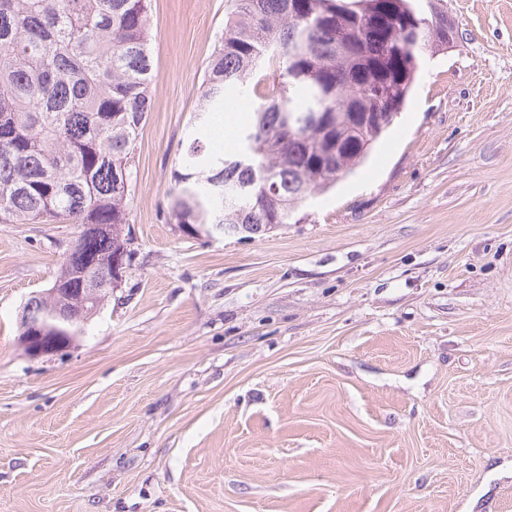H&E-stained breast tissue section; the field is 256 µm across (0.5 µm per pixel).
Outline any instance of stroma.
<instances>
[{"mask_svg": "<svg viewBox=\"0 0 512 512\" xmlns=\"http://www.w3.org/2000/svg\"><path fill=\"white\" fill-rule=\"evenodd\" d=\"M225 0H151L135 256L64 352L77 229L0 224V512H512V0H442L366 162L254 238L163 216Z\"/></svg>", "mask_w": 512, "mask_h": 512, "instance_id": "stroma-1", "label": "stroma"}]
</instances>
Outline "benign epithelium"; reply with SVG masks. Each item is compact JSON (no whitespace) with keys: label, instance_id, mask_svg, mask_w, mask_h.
<instances>
[{"label":"benign epithelium","instance_id":"7a95c632","mask_svg":"<svg viewBox=\"0 0 512 512\" xmlns=\"http://www.w3.org/2000/svg\"><path fill=\"white\" fill-rule=\"evenodd\" d=\"M88 318L87 309L83 307H68L61 303L43 307L40 294L36 293L23 306L21 319L25 323V333L19 337V343L33 358L58 353L83 331Z\"/></svg>","mask_w":512,"mask_h":512}]
</instances>
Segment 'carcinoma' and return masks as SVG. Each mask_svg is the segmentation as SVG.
I'll return each instance as SVG.
<instances>
[{"label":"carcinoma","mask_w":512,"mask_h":512,"mask_svg":"<svg viewBox=\"0 0 512 512\" xmlns=\"http://www.w3.org/2000/svg\"><path fill=\"white\" fill-rule=\"evenodd\" d=\"M149 0H0V223L73 224L51 289L118 288L133 250L131 170L156 75ZM416 0H226L169 223L192 238L289 223L311 195L353 173L402 111L419 66L445 50L448 15ZM264 85L234 154L209 145L224 99ZM305 112L327 114L308 133ZM344 112L386 116L381 129Z\"/></svg>","instance_id":"obj_1"}]
</instances>
